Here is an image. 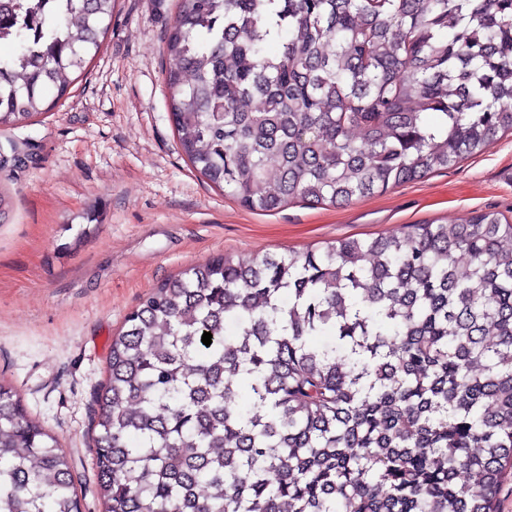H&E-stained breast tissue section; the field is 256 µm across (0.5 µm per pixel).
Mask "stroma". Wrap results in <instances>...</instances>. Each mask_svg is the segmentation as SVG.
Returning <instances> with one entry per match:
<instances>
[{"instance_id": "stroma-1", "label": "stroma", "mask_w": 512, "mask_h": 512, "mask_svg": "<svg viewBox=\"0 0 512 512\" xmlns=\"http://www.w3.org/2000/svg\"><path fill=\"white\" fill-rule=\"evenodd\" d=\"M176 0H116L102 51L51 112L0 130V379L69 455L82 512H104L90 446L112 338L156 285L226 254L302 253L474 212L512 220V135L383 194L272 213L210 186L166 106Z\"/></svg>"}]
</instances>
